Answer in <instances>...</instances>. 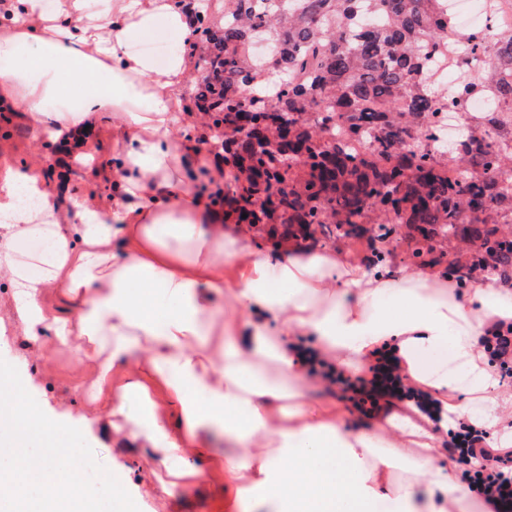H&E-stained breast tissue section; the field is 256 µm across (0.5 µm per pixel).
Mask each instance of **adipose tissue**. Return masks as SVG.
<instances>
[{
    "label": "adipose tissue",
    "mask_w": 512,
    "mask_h": 512,
    "mask_svg": "<svg viewBox=\"0 0 512 512\" xmlns=\"http://www.w3.org/2000/svg\"><path fill=\"white\" fill-rule=\"evenodd\" d=\"M160 31L190 38L179 0H110L97 14L85 0L50 9L44 0H0V109L25 113L65 145L105 118L115 134L101 171L113 207L74 200L76 222L55 233L54 278L17 286L25 334L49 348L109 339L102 378L124 366L158 379L181 426L174 433L155 418L136 432L174 480L195 477L185 456L201 430L223 427L236 444L223 463L236 512H473L475 496L440 446L447 421L429 422L416 448L403 422L388 438L345 429L336 409H310L298 349L315 337L319 354L350 369L391 346L410 378L444 402L460 380L426 376L423 358L447 345L467 365L470 387L483 391L493 372L477 351L494 325L512 321V281L485 274L461 294L448 277L376 275L341 250H266L249 231L226 229L223 210L190 187L198 178L223 184V167L173 133L193 125V56L177 51L159 64L130 49ZM63 95L71 100L64 120L45 107ZM24 192L47 212L61 209L31 167L1 168L0 234L24 235ZM49 287L78 299L75 318L43 307ZM217 336L224 345L215 358Z\"/></svg>",
    "instance_id": "ef3b65f1"
}]
</instances>
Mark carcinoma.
Listing matches in <instances>:
<instances>
[{"label": "carcinoma", "instance_id": "cac0c4a2", "mask_svg": "<svg viewBox=\"0 0 512 512\" xmlns=\"http://www.w3.org/2000/svg\"><path fill=\"white\" fill-rule=\"evenodd\" d=\"M222 2L216 13L211 0H186L187 50L205 69L192 99L223 133L222 200L237 223L292 234L333 224L339 238L372 224V268L387 255L390 225L404 224L410 259L512 279V33L483 45L448 23L439 0ZM365 15L380 27L361 29ZM261 31L279 44L268 63L280 87L252 54ZM443 37L467 55L482 51L480 77L496 85L499 103L429 151L423 142L439 139L435 116L448 106L426 72ZM437 237L468 242L464 259L436 250Z\"/></svg>", "mask_w": 512, "mask_h": 512}]
</instances>
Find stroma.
I'll return each instance as SVG.
<instances>
[{"label":"stroma","instance_id":"stroma-1","mask_svg":"<svg viewBox=\"0 0 512 512\" xmlns=\"http://www.w3.org/2000/svg\"><path fill=\"white\" fill-rule=\"evenodd\" d=\"M111 153V124L97 125L77 155L69 156L47 133L32 128L23 113L0 112V164H34L50 176L64 174L68 197L91 201L103 210L112 206V191L94 178L91 169ZM109 356L106 347L84 353L76 341L41 354L39 344L24 336L10 286L0 280V359L17 368L24 387L49 418L81 430L98 463L112 470L139 512H230L224 479L214 471L230 447L223 431L202 432L200 447L191 459L198 477L162 491L168 475L155 449L144 438L114 434L111 416L100 407L105 389L100 368ZM337 393L336 386L319 378L307 400L318 408H336L349 429H370L372 418L340 401Z\"/></svg>","mask_w":512,"mask_h":512}]
</instances>
